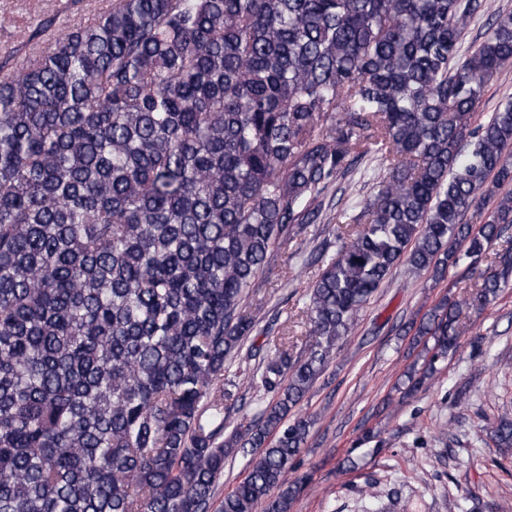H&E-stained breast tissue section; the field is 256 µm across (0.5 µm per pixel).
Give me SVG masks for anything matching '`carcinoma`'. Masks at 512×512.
<instances>
[{"label": "carcinoma", "mask_w": 512, "mask_h": 512, "mask_svg": "<svg viewBox=\"0 0 512 512\" xmlns=\"http://www.w3.org/2000/svg\"><path fill=\"white\" fill-rule=\"evenodd\" d=\"M487 0H112L0 69V512H210L226 456L255 448L220 512H290L310 422L288 419L394 267L441 281L512 226V101L471 129L512 66V13L456 62ZM359 146L387 175L312 285L307 342L251 372L275 400L224 437V371L271 254L322 215ZM478 289L415 326L435 381ZM512 447V419L489 429Z\"/></svg>", "instance_id": "1"}]
</instances>
